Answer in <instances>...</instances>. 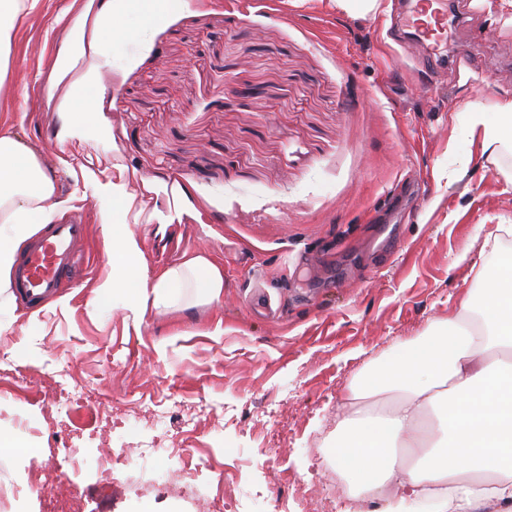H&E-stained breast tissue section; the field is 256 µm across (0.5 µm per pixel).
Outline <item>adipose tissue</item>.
<instances>
[{
  "label": "adipose tissue",
  "mask_w": 512,
  "mask_h": 512,
  "mask_svg": "<svg viewBox=\"0 0 512 512\" xmlns=\"http://www.w3.org/2000/svg\"><path fill=\"white\" fill-rule=\"evenodd\" d=\"M38 3L0 0V84L17 29ZM188 6L189 0H106L93 75L74 98L87 103L100 97L104 89L96 74L111 68L116 49ZM464 112L463 136L480 137L489 159L512 149V99L489 110L469 103ZM138 193L130 191L122 170L95 183L111 267L97 296L117 297L124 308L140 310L171 305L188 290L220 300L224 271L202 254L148 281L132 226L152 217ZM61 208L54 181L36 156L1 135L0 308L13 299L19 249ZM511 237V224L493 225L481 246L487 260L457 308L432 325L428 336L349 385V398L360 407L337 423L328 453L349 496H385V512H473L483 503L512 500V356H499L512 353V249L504 245Z\"/></svg>",
  "instance_id": "obj_1"
}]
</instances>
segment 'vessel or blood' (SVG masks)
<instances>
[{
  "mask_svg": "<svg viewBox=\"0 0 512 512\" xmlns=\"http://www.w3.org/2000/svg\"><path fill=\"white\" fill-rule=\"evenodd\" d=\"M445 26L444 19H429L424 0H416L411 13V37L425 45L436 69L446 68L450 59L440 52L445 42ZM87 236V225L73 220L60 221L39 234L15 268V293L33 308L54 298L78 268L80 248Z\"/></svg>",
  "mask_w": 512,
  "mask_h": 512,
  "instance_id": "1",
  "label": "vessel or blood"
}]
</instances>
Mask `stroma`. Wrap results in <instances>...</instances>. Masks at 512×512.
Listing matches in <instances>:
<instances>
[{
	"mask_svg": "<svg viewBox=\"0 0 512 512\" xmlns=\"http://www.w3.org/2000/svg\"><path fill=\"white\" fill-rule=\"evenodd\" d=\"M452 2L468 27L448 45L475 62L425 79L415 42L393 41L397 0L364 18L326 0H190L100 72L88 128L72 92L104 0H39L0 132L51 172L89 241L59 300L0 309V430L32 448L0 449V482L53 476L0 512H61L75 489L81 512H210L213 497L223 512H382L321 459L347 387L447 318L486 226L512 224V161L454 135L464 103L512 98V25L498 0ZM117 166L153 187L155 218L133 227L148 278L201 252L224 269L220 301L137 315L96 300L110 266L93 181ZM57 384L88 398L61 415ZM104 440L124 458L109 471Z\"/></svg>",
	"mask_w": 512,
	"mask_h": 512,
	"instance_id": "stroma-1",
	"label": "stroma"
}]
</instances>
